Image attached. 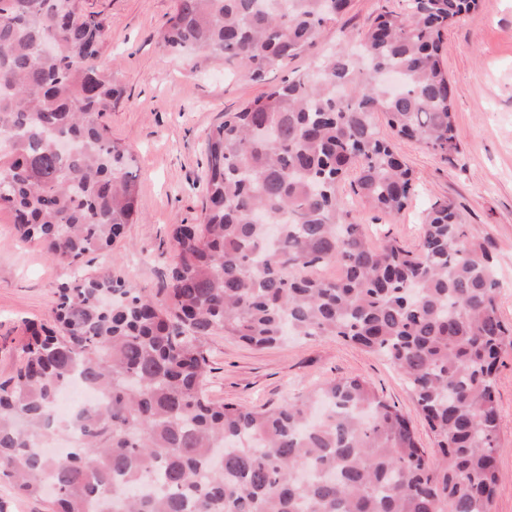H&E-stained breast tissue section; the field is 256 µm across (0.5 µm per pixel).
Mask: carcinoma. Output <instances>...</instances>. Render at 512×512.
I'll use <instances>...</instances> for the list:
<instances>
[{
    "label": "carcinoma",
    "mask_w": 512,
    "mask_h": 512,
    "mask_svg": "<svg viewBox=\"0 0 512 512\" xmlns=\"http://www.w3.org/2000/svg\"><path fill=\"white\" fill-rule=\"evenodd\" d=\"M476 2L408 0V14L361 31L357 53L341 47L224 113L206 141L203 220L173 227L153 294L80 269L136 216L135 160L104 121L122 96L101 60L105 19L87 0H0V209L74 268L0 380V479L25 498L53 485V512H490L502 481L495 373L512 324L489 252L450 203L427 212L416 249L374 246L341 195L353 170V193L389 220L410 202L412 172L380 136L379 111L397 135L457 150L441 50ZM350 6L173 0L159 43L264 82ZM48 40L56 52H42ZM329 264L343 276L313 275ZM218 334L369 349L402 373L435 448L358 375L271 409L209 400ZM74 379L102 399L51 455L35 441L71 437L55 406Z\"/></svg>",
    "instance_id": "obj_1"
}]
</instances>
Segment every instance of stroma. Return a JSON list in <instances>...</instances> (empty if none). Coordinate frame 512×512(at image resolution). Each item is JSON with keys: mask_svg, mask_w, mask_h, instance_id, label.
Returning <instances> with one entry per match:
<instances>
[{"mask_svg": "<svg viewBox=\"0 0 512 512\" xmlns=\"http://www.w3.org/2000/svg\"><path fill=\"white\" fill-rule=\"evenodd\" d=\"M108 24L103 59L117 63L124 89L106 123L136 158L137 218L111 250L84 260L93 277L112 275L133 288H162L172 263L171 230L202 219L205 140L225 113L265 92L267 84L306 70L313 61L356 35L367 21L398 10L403 0H353L338 23L324 28L307 55L278 65L267 84L228 74L222 62L191 70L158 43L173 0H90ZM444 66L452 92L457 149L441 156L424 145L394 139L384 113L377 128L394 139L415 181L408 208L395 220L364 208L344 189L373 243L396 239L415 249L425 210L449 202L463 214L469 238L485 244L497 266L499 311L512 322V0H477V6L449 26ZM71 271L50 259L38 244L22 241L8 211L0 210V378L18 364L16 347L29 322H42L58 286ZM213 371L205 389L216 402L249 409L274 408L294 396L348 375L373 382L382 395L409 413L422 448L434 436L415 412L402 374L376 353L330 337H288L257 349L228 336L212 337ZM501 407L499 467L503 481L492 512H512V352L497 371Z\"/></svg>", "mask_w": 512, "mask_h": 512, "instance_id": "35a3bbf8", "label": "stroma"}]
</instances>
